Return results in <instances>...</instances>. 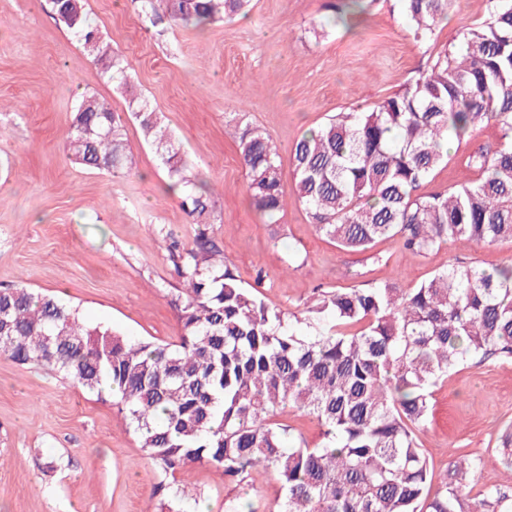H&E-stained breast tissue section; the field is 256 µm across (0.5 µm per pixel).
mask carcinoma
<instances>
[{
    "instance_id": "cac0c4a2",
    "label": "carcinoma",
    "mask_w": 512,
    "mask_h": 512,
    "mask_svg": "<svg viewBox=\"0 0 512 512\" xmlns=\"http://www.w3.org/2000/svg\"><path fill=\"white\" fill-rule=\"evenodd\" d=\"M138 2L152 24L166 17L203 26L246 13L252 0ZM395 2L422 43L452 4ZM486 2V19L437 50L404 91L311 129L292 147L296 199L341 248L365 251L392 237L417 254L454 238L512 242V0ZM51 10L113 87L128 91L127 65L85 0H51ZM128 108L193 230L185 249L158 229L184 285L170 299L179 341H132L19 283L0 288V353L112 400L160 474L152 512H184V475L196 465L233 481L274 473L282 495L270 512H512V489L470 495L479 461L452 460L434 479L414 432L448 371L471 357L512 356V264L451 265L410 288L395 280L323 290L292 324L226 265L210 236L212 193L159 113L133 93ZM485 121L498 127L499 143L466 157L480 178L446 194L418 193ZM235 139L249 196L274 224L286 206L279 150L250 123L237 126ZM67 150L89 170L133 169L122 114L94 94L77 100ZM288 408L321 424V444L309 447L277 420ZM497 453L512 465V427Z\"/></svg>"
}]
</instances>
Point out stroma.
Listing matches in <instances>:
<instances>
[{"instance_id":"obj_1","label":"stroma","mask_w":512,"mask_h":512,"mask_svg":"<svg viewBox=\"0 0 512 512\" xmlns=\"http://www.w3.org/2000/svg\"><path fill=\"white\" fill-rule=\"evenodd\" d=\"M329 2L252 0L247 15L201 29L144 22L136 0H88L87 11L209 184L221 217L212 235L225 261L246 283H259L270 304L297 313L318 288L398 278L414 286L451 264L511 263L510 242L458 238L423 255L404 251L395 238L363 252L339 248L311 224L289 173L288 206L276 223L257 212L229 134L238 121L261 127L289 158L307 130L403 91L428 68L435 47L458 43L486 17L485 0H453L424 45L395 0H376L351 28L337 23ZM319 26L325 32L317 37ZM84 93L128 109L56 23L50 0H0V285L58 295L87 322L132 339L175 342L180 323L170 299L180 278L157 228L191 247L187 216L167 194L166 171L135 121L126 125L131 173L89 171L69 159L71 111ZM497 138L494 123L478 127L422 193L475 180L466 154ZM510 423L512 357L494 355L468 360L438 381L416 435L435 476L465 455L483 463L478 487L512 488V468L492 454ZM48 455L62 458L63 469L42 472ZM0 456V512H150L157 501L158 474L111 402L1 356ZM189 481L185 512H227L232 500L265 512L280 495L279 482L261 470L236 483L198 466Z\"/></svg>"}]
</instances>
